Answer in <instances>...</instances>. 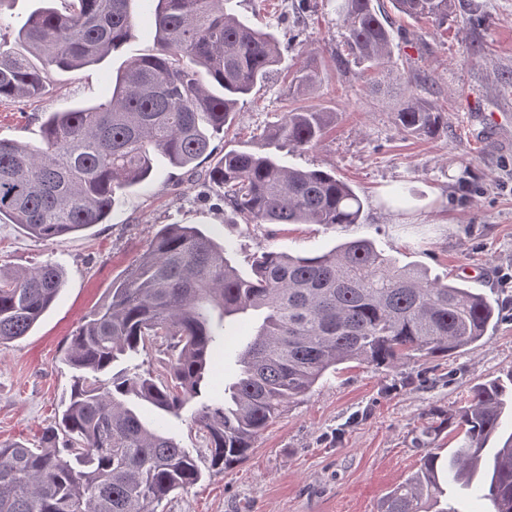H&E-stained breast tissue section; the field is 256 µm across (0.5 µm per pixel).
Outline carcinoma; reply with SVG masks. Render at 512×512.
<instances>
[{"label":"carcinoma","instance_id":"carcinoma-1","mask_svg":"<svg viewBox=\"0 0 512 512\" xmlns=\"http://www.w3.org/2000/svg\"><path fill=\"white\" fill-rule=\"evenodd\" d=\"M153 17L154 46L124 63L111 95L47 115L43 146L0 139V223L49 240L104 224L120 195L146 188L165 161L194 170L211 155L240 104L282 60L277 33L257 28L236 0H58L32 12L14 43L0 38V101L42 95L49 71L94 65L131 37V3ZM401 14L440 27L451 0H391ZM349 55L376 75L392 72L393 21L374 0H336ZM307 58L291 86L312 93ZM330 113L286 112L262 134L267 150L230 149L209 171L224 207L245 224H358L364 199L335 175L291 165L315 145ZM408 136L434 138L443 110L409 96L394 113ZM233 245L188 224H163L150 247L112 281L108 299L69 338L68 399L42 446L0 444V512H158L202 471L170 435L202 394L218 359L236 375L224 395L190 415L209 469L243 462L262 432L338 366L397 368L447 358L484 339L497 302L477 288L398 265L361 237L314 256L264 251L244 276ZM63 271L52 264L0 267V345L29 334L55 301ZM253 322L249 340L227 342ZM169 348L164 378L143 369L148 348ZM512 371L474 385L447 415L463 434L445 460L427 452L419 470L385 497L383 512H448L444 485L512 512Z\"/></svg>","mask_w":512,"mask_h":512}]
</instances>
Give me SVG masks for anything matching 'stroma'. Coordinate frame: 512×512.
I'll use <instances>...</instances> for the list:
<instances>
[{
    "label": "stroma",
    "mask_w": 512,
    "mask_h": 512,
    "mask_svg": "<svg viewBox=\"0 0 512 512\" xmlns=\"http://www.w3.org/2000/svg\"><path fill=\"white\" fill-rule=\"evenodd\" d=\"M242 0L255 25L288 33L283 62L248 96L213 159L233 148L262 149L260 133L297 107L330 113L326 135L292 164L336 173L365 199L361 223L243 224L235 222L196 172L161 167L148 191L121 196L106 223L50 240L0 224V265L62 267L66 282L29 336L0 345V443L37 447L68 395L63 357L69 336L108 296L119 277L150 245L159 225L195 224L234 245L248 271L254 253L284 250L314 255L367 237L399 264L424 265L431 277L483 290L501 305L487 338L447 359L411 360L393 369L348 363L327 375L304 401L273 421L248 458L222 473L207 469L208 451L195 426L169 418L182 447L205 474L164 502L163 512H382L385 494L420 466L425 451L447 455L455 434L440 429L429 448L423 424L464 406L476 383L512 369V0H452L447 27L396 15V79L373 86L348 56L334 0ZM149 16H135L131 38L100 63L52 70L44 94L0 103V138L41 146L49 112L109 96L123 62L153 46ZM320 71L317 89L289 93L301 51ZM414 75L412 85L402 78ZM442 106L448 130L436 138L408 136L393 114L405 94ZM507 138L484 137L490 125ZM411 199L397 208L392 187Z\"/></svg>",
    "instance_id": "1"
}]
</instances>
